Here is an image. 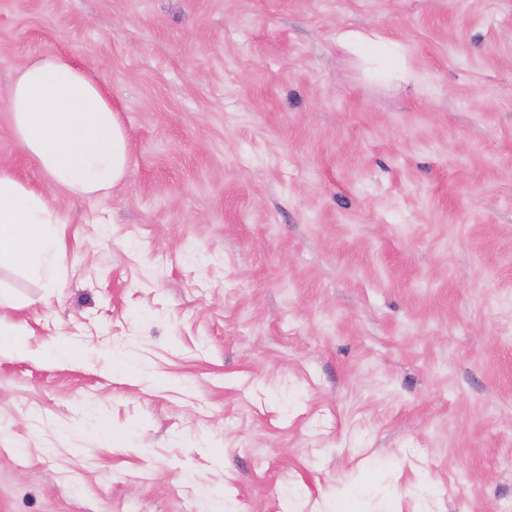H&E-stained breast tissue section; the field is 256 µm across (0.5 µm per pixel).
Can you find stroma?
<instances>
[{"label":"stroma","instance_id":"obj_1","mask_svg":"<svg viewBox=\"0 0 512 512\" xmlns=\"http://www.w3.org/2000/svg\"><path fill=\"white\" fill-rule=\"evenodd\" d=\"M44 53L129 167L0 274V512H512V0H0Z\"/></svg>","mask_w":512,"mask_h":512}]
</instances>
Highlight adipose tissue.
<instances>
[{
	"label": "adipose tissue",
	"mask_w": 512,
	"mask_h": 512,
	"mask_svg": "<svg viewBox=\"0 0 512 512\" xmlns=\"http://www.w3.org/2000/svg\"><path fill=\"white\" fill-rule=\"evenodd\" d=\"M1 108L48 185L96 197L125 177V131L102 84L79 64L53 54L23 60ZM47 187L0 170L1 271L53 280L66 244Z\"/></svg>",
	"instance_id": "ef3b65f1"
}]
</instances>
